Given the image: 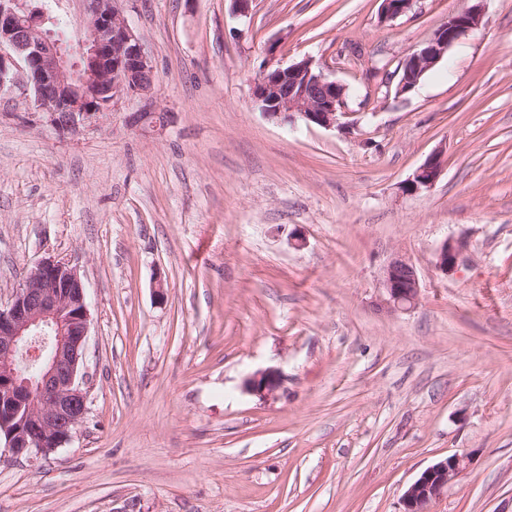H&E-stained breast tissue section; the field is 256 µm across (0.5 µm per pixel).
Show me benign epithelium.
<instances>
[{
	"label": "benign epithelium",
	"mask_w": 512,
	"mask_h": 512,
	"mask_svg": "<svg viewBox=\"0 0 512 512\" xmlns=\"http://www.w3.org/2000/svg\"><path fill=\"white\" fill-rule=\"evenodd\" d=\"M85 2L87 31L71 43L46 28L45 14L33 0H0V91L22 90L62 133L95 121L127 93L149 94L155 83L154 69L117 8L118 0ZM412 2L381 0V17L392 20ZM480 23L477 5L448 15L427 42L406 54L398 92L415 88ZM254 96L270 118L298 117L328 129L346 126V87L325 77L310 59L287 67L268 63L255 82ZM444 168L443 151L433 152L403 191L432 187ZM465 248L463 237L445 240L435 250V267L455 269ZM383 287L394 311L408 310L419 300L417 271L403 258L386 266ZM88 330L85 288L77 270L63 261L39 264L10 304L0 307V435L13 454L55 450L85 417L87 397L79 373ZM277 387L272 370L245 382L246 391L260 396ZM465 468L466 457L453 454L425 469L403 494V512H427Z\"/></svg>",
	"instance_id": "7a95c632"
}]
</instances>
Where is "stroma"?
<instances>
[{
	"instance_id": "1",
	"label": "stroma",
	"mask_w": 512,
	"mask_h": 512,
	"mask_svg": "<svg viewBox=\"0 0 512 512\" xmlns=\"http://www.w3.org/2000/svg\"><path fill=\"white\" fill-rule=\"evenodd\" d=\"M54 31L84 0H36ZM472 0H119L156 74L74 134L0 94V304L68 262L87 293V413L53 452L0 442V512H512V0L407 93L410 49ZM275 56H268V47ZM347 88L348 132L266 117L268 59ZM138 112L164 114L158 129ZM431 188L401 186L436 148ZM465 237L456 269L434 252ZM417 270L391 311L383 270ZM276 370L263 398L252 374ZM383 287L388 296L387 304L394 311L408 310L419 300L417 271L406 259L395 258L386 266ZM278 384L277 373L272 370H264L250 376L245 382V389L260 396H267L273 394ZM465 468L466 457L453 454L425 469L403 494L402 512H426Z\"/></svg>"
}]
</instances>
